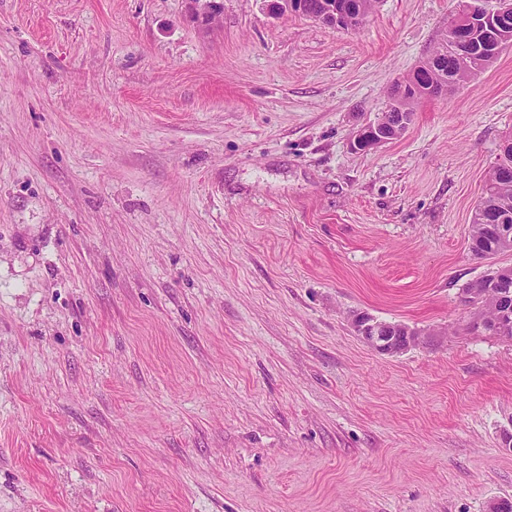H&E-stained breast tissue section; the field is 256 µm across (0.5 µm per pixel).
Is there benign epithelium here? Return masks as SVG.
Here are the masks:
<instances>
[{
  "instance_id": "1",
  "label": "benign epithelium",
  "mask_w": 512,
  "mask_h": 512,
  "mask_svg": "<svg viewBox=\"0 0 512 512\" xmlns=\"http://www.w3.org/2000/svg\"><path fill=\"white\" fill-rule=\"evenodd\" d=\"M186 4V18L199 25L211 24L223 9L222 0H186ZM322 5V11L316 14L307 10L304 0H267L268 14L273 17L291 11L338 28L351 27L361 20V16L354 15L348 0H322ZM449 30L457 54L493 58L512 40V0H496L492 8L485 6L483 0H465L461 10L449 21ZM406 91L403 82L394 87L387 111L357 131L352 142L354 149H372L398 137L410 125L412 115L401 107ZM491 232L489 247L469 244L473 258L485 260L494 250L512 252V213H498ZM489 288L495 289L492 299L486 295ZM461 303L477 313L491 310L488 317L476 316L475 323L486 331L509 337L512 334V267L496 268L488 283L472 281L471 288L462 294ZM352 326L357 336L380 355L400 354L420 341V336L409 326L381 321L364 312L352 317Z\"/></svg>"
}]
</instances>
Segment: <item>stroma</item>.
I'll return each mask as SVG.
<instances>
[{
  "instance_id": "stroma-1",
  "label": "stroma",
  "mask_w": 512,
  "mask_h": 512,
  "mask_svg": "<svg viewBox=\"0 0 512 512\" xmlns=\"http://www.w3.org/2000/svg\"><path fill=\"white\" fill-rule=\"evenodd\" d=\"M460 0L354 30L0 0V512H488L512 340L459 296L512 49L350 142ZM423 341L364 344L354 313ZM404 82L405 80L394 87L393 97L389 101L388 109L381 115V118L364 125L357 131L352 142L354 149L359 151L372 149L398 137L406 127L408 128L413 117L409 112H413L414 104L419 99H411L407 102L409 112L402 109L401 102L407 91ZM392 130L394 134L391 133Z\"/></svg>"
}]
</instances>
